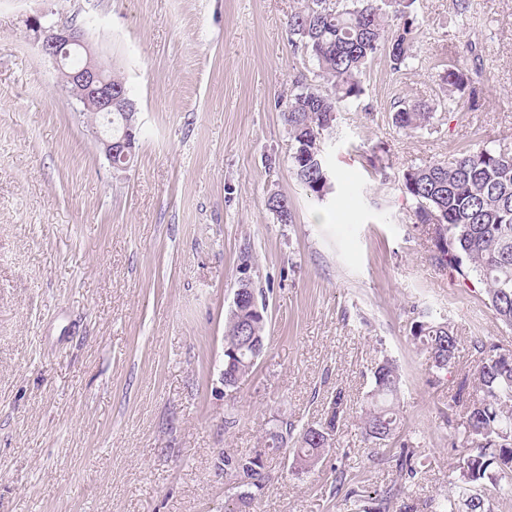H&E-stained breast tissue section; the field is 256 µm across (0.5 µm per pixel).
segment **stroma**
<instances>
[{
    "mask_svg": "<svg viewBox=\"0 0 512 512\" xmlns=\"http://www.w3.org/2000/svg\"><path fill=\"white\" fill-rule=\"evenodd\" d=\"M469 3L462 22L453 0H416V56L398 73L368 67L325 146L320 201L290 168L277 105L311 69L288 39L297 0H0V512H227L244 487L219 453L264 452L280 421H317L339 393L334 448L301 476L291 449L264 453L251 512H364L383 491L386 512H430L447 497L455 371L476 365L475 337L512 348V329L431 264L409 201L366 152L384 145L403 169L512 147V0ZM36 16L81 26L123 78L139 130L127 168L41 52ZM471 41L486 90L450 111L440 77ZM401 100L434 106L431 129L396 127ZM273 192L293 223L267 209ZM244 279L267 341L228 392L224 317ZM422 313L454 325L455 370H431L414 343ZM385 355L400 424L381 453L357 416ZM404 440L413 478L395 465Z\"/></svg>",
    "mask_w": 512,
    "mask_h": 512,
    "instance_id": "35a3bbf8",
    "label": "stroma"
}]
</instances>
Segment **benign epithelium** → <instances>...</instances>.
Instances as JSON below:
<instances>
[{"label": "benign epithelium", "instance_id": "obj_1", "mask_svg": "<svg viewBox=\"0 0 512 512\" xmlns=\"http://www.w3.org/2000/svg\"><path fill=\"white\" fill-rule=\"evenodd\" d=\"M32 26L40 35L41 52L55 62L71 96L83 105L94 106L106 118V127L96 132L102 152L113 167L126 168L135 154L137 130L129 113L124 112L122 134L112 137V109L118 99L112 97L109 66L91 55L81 27H44L37 17L32 19Z\"/></svg>", "mask_w": 512, "mask_h": 512}]
</instances>
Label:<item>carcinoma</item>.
<instances>
[{
	"mask_svg": "<svg viewBox=\"0 0 512 512\" xmlns=\"http://www.w3.org/2000/svg\"><path fill=\"white\" fill-rule=\"evenodd\" d=\"M415 0H300L288 18L291 43L300 48L315 69L317 83L297 82L284 103L282 116L293 142L291 169L296 180L317 198L323 196V141L337 124L342 107L364 94L363 76L379 56L399 72L414 58ZM450 104L475 105L484 92L481 68L453 65L441 77ZM435 110L406 104L393 116L395 125L416 133L433 124ZM368 162L382 180L393 168L389 151L373 146ZM400 190L412 204L411 219L431 242L430 260L459 281L480 286L487 305L512 327V150L483 144L450 161L397 171ZM267 208L281 224L293 223L287 199L276 193ZM266 305H234L225 320L224 344L236 354L224 355V383L234 384L252 372L259 359L256 346L266 339ZM411 336L428 354L431 367L446 370L456 362L458 337L448 321L427 315L415 322ZM479 355L473 372L464 371L448 396L450 437L462 447L448 470L456 492L438 512H493L495 493L502 482L512 483V354L505 355L492 341L472 342ZM400 374L386 357L373 371V387L359 416L361 434L382 448L399 428ZM343 413V396L318 422L301 428L288 422L266 436L269 448H293V469L311 471L332 447ZM224 474L257 489L265 481L263 455L221 454Z\"/></svg>",
	"mask_w": 512,
	"mask_h": 512,
	"instance_id": "obj_1",
	"label": "carcinoma"
}]
</instances>
